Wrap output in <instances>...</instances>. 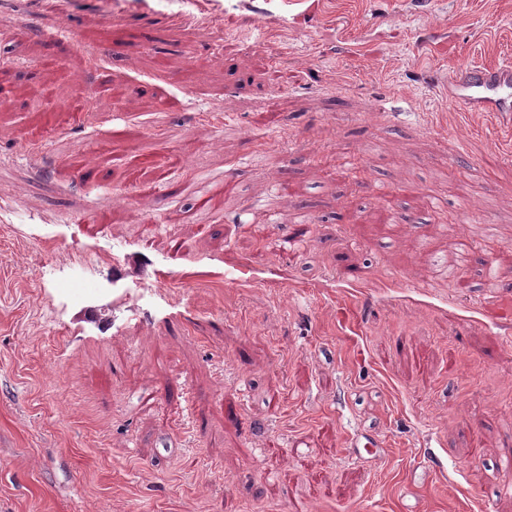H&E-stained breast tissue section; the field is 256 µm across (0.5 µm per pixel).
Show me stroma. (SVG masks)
I'll return each instance as SVG.
<instances>
[{"label":"stroma","mask_w":512,"mask_h":512,"mask_svg":"<svg viewBox=\"0 0 512 512\" xmlns=\"http://www.w3.org/2000/svg\"><path fill=\"white\" fill-rule=\"evenodd\" d=\"M195 11L0 0V512H512V0ZM448 99L463 112L504 115L512 126V59L456 70L450 77Z\"/></svg>","instance_id":"35a3bbf8"}]
</instances>
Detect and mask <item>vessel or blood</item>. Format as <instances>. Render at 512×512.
<instances>
[{
	"label": "vessel or blood",
	"mask_w": 512,
	"mask_h": 512,
	"mask_svg": "<svg viewBox=\"0 0 512 512\" xmlns=\"http://www.w3.org/2000/svg\"><path fill=\"white\" fill-rule=\"evenodd\" d=\"M448 98L464 112H492L512 120V59L497 65L456 70Z\"/></svg>",
	"instance_id": "1"
}]
</instances>
